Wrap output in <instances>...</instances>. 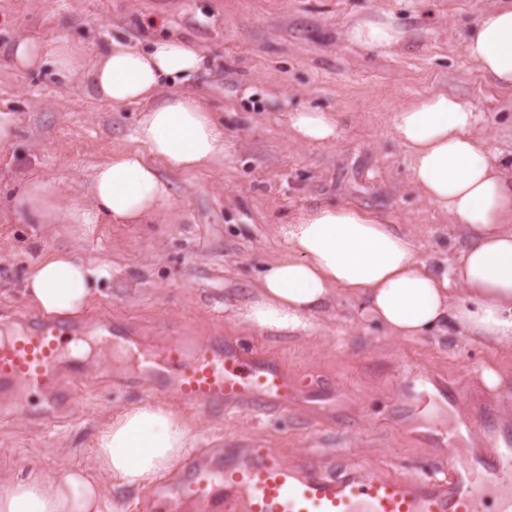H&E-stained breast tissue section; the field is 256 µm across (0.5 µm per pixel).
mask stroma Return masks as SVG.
I'll list each match as a JSON object with an SVG mask.
<instances>
[{"label": "stroma", "mask_w": 512, "mask_h": 512, "mask_svg": "<svg viewBox=\"0 0 512 512\" xmlns=\"http://www.w3.org/2000/svg\"><path fill=\"white\" fill-rule=\"evenodd\" d=\"M494 2L0 0V107L20 119L16 143L0 149V327L20 326L33 310L21 292L29 262L41 250L69 248L112 265L77 319L85 335L108 320L150 348L178 326L198 339L238 337L279 356L300 386L288 412L269 416L182 408L196 447L273 448L291 465L334 460L413 477L442 474L452 457L470 465L494 455L500 437H512V390L486 389L481 369L512 373V349L393 337L360 318L357 301L341 293L319 328L288 339L224 311L225 301L249 299L263 268L284 251L276 225L303 207H360L410 231L426 257L463 249L455 225L411 187L389 117L399 105L445 91L486 112L491 147L512 151V88L490 81L462 40ZM374 15L391 18L405 41L386 52L347 42L346 30ZM118 35L145 49L159 36L185 37L207 54L205 70L162 90L202 95L232 151L220 165L168 174L175 207L150 223L104 221L82 241L65 224L24 223L11 209L23 182L49 177L66 193L87 195L98 163L135 148L145 107L112 111L82 79H63L50 64L18 70L12 47L22 37L60 40L91 61ZM300 109L336 113L340 138L297 143L288 115ZM111 365L107 383L98 363H89L63 427L49 430L21 414L0 426V491L35 469L94 471L98 430L119 409L144 401L141 389L122 387V362ZM454 382L464 392L452 400L441 387ZM420 393L433 398L435 414L412 410ZM450 427L459 438L441 445Z\"/></svg>", "instance_id": "stroma-1"}]
</instances>
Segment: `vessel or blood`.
Returning a JSON list of instances; mask_svg holds the SVG:
<instances>
[{"mask_svg": "<svg viewBox=\"0 0 512 512\" xmlns=\"http://www.w3.org/2000/svg\"><path fill=\"white\" fill-rule=\"evenodd\" d=\"M118 349L132 363L127 385L148 379L147 399L172 397L194 408L259 417L288 410L300 389L270 354L213 336L194 344L176 335L140 348L103 324L84 337L74 326L34 313L25 329L0 336V424L17 414L52 421L57 403L73 400L86 373L81 343ZM149 500L188 502L194 512H512V440L467 474L406 478L364 466L286 464L270 448L227 453L203 448L188 457L180 480L147 488Z\"/></svg>", "mask_w": 512, "mask_h": 512, "instance_id": "b4317fda", "label": "vessel or blood"}]
</instances>
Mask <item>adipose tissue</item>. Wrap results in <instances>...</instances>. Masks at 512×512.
Wrapping results in <instances>:
<instances>
[{
  "instance_id": "adipose-tissue-1",
  "label": "adipose tissue",
  "mask_w": 512,
  "mask_h": 512,
  "mask_svg": "<svg viewBox=\"0 0 512 512\" xmlns=\"http://www.w3.org/2000/svg\"><path fill=\"white\" fill-rule=\"evenodd\" d=\"M355 45L385 51L405 38L390 22L352 26ZM468 57L493 81L512 86V0L484 10L464 36ZM16 68L52 61L63 76L82 75L112 109L146 110L135 128L139 147L112 155L92 177L89 200L66 198L57 182L33 179L12 198L28 224H73L92 234L101 219L145 224L172 206L161 170L188 172L221 162L229 152L224 126L204 97L174 91L158 97L162 78L187 80L204 63L201 49L173 37L150 50L113 40L91 65L65 43L18 39ZM488 117L471 102L443 91L399 106L391 128L406 149L411 184L448 216L467 243L449 267L421 258L399 225L348 205L318 204L280 225L286 246L268 264L255 298L232 307L237 321L269 334L306 335L335 292L356 298L361 313L395 337H465L488 347H512V156L491 149ZM297 142L329 144L338 116L305 109L290 113ZM107 263L71 250L46 249L30 263L22 292L48 316L82 315L107 276ZM194 446L187 421L163 403L133 405L97 434L95 472L67 468L34 472L0 492V512H104L101 477L135 490L169 472Z\"/></svg>"
}]
</instances>
